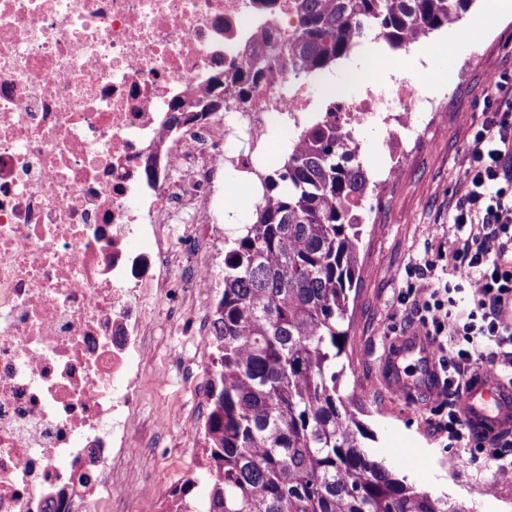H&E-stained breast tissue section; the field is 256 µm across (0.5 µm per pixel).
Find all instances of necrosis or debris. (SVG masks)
Here are the masks:
<instances>
[{"label":"necrosis or debris","mask_w":512,"mask_h":512,"mask_svg":"<svg viewBox=\"0 0 512 512\" xmlns=\"http://www.w3.org/2000/svg\"><path fill=\"white\" fill-rule=\"evenodd\" d=\"M298 29L292 0H0V512H131L146 338L211 331L225 174L297 143L314 104L275 60ZM254 63L244 100L164 129L214 68ZM322 117L386 129V193L450 115L403 77Z\"/></svg>","instance_id":"necrosis-or-debris-1"}]
</instances>
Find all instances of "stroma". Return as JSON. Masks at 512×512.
<instances>
[{
  "label": "stroma",
  "instance_id": "obj_1",
  "mask_svg": "<svg viewBox=\"0 0 512 512\" xmlns=\"http://www.w3.org/2000/svg\"><path fill=\"white\" fill-rule=\"evenodd\" d=\"M487 2L474 0L458 24L406 49L393 51L364 40L349 58L311 76L309 82L322 104L334 95L362 97L372 85L389 89L396 73L402 72L420 83L423 95L448 100L453 118L446 130L406 164L396 188L376 212L375 223L364 226L361 279L349 305L343 391L362 407L361 422L376 434L375 455L407 483L448 497L466 512H512V480H499L494 473L497 451L512 448V433L488 440L470 432L461 441L449 440L435 431L436 424L448 417L447 395L418 389L427 362L416 353L401 360L407 382L415 386L403 396L388 389L385 365L392 342L409 332V308L401 295L414 268L429 259L436 265V277H455L448 264V242L459 231L449 223L448 213L465 190L461 159L475 123L501 104L488 89L490 76L512 84V14L490 12ZM475 26L484 31L477 40L470 36ZM379 57L392 65L376 74L372 64ZM354 137L368 175L378 177L389 163L384 130L370 124L357 129ZM150 344L134 436L144 438L154 419L171 410L180 412L183 422L162 447L128 448L124 455L131 475L142 476L146 484L138 512H166L172 490L200 470L209 411L193 384L182 380L176 360H193L198 376L208 380L216 351L212 340L172 336L162 327Z\"/></svg>",
  "mask_w": 512,
  "mask_h": 512
}]
</instances>
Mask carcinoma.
<instances>
[{"label":"carcinoma","mask_w":512,"mask_h":512,"mask_svg":"<svg viewBox=\"0 0 512 512\" xmlns=\"http://www.w3.org/2000/svg\"><path fill=\"white\" fill-rule=\"evenodd\" d=\"M473 0H295L299 34L279 64L309 77L361 39L405 49ZM250 224L224 235L206 463L167 512H466L374 456L340 392L336 359L360 274L359 212L374 192L354 134L317 121L262 178Z\"/></svg>","instance_id":"1"}]
</instances>
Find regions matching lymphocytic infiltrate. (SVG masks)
<instances>
[{"label":"lymphocytic infiltrate","instance_id":"obj_1","mask_svg":"<svg viewBox=\"0 0 512 512\" xmlns=\"http://www.w3.org/2000/svg\"><path fill=\"white\" fill-rule=\"evenodd\" d=\"M489 86L505 95V82L493 79ZM505 106L485 113L461 161L467 190L448 215L449 223L466 230L448 248L459 282L435 278L427 262L406 290L412 299L408 324L429 339L446 386L471 365L495 358L492 342L512 337V97ZM462 299L471 306L464 318L457 312ZM457 332L484 337L486 348L449 354L441 339Z\"/></svg>","mask_w":512,"mask_h":512}]
</instances>
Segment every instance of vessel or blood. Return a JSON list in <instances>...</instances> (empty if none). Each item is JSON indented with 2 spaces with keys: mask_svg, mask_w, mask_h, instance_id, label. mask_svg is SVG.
I'll list each match as a JSON object with an SVG mask.
<instances>
[{
  "mask_svg": "<svg viewBox=\"0 0 512 512\" xmlns=\"http://www.w3.org/2000/svg\"><path fill=\"white\" fill-rule=\"evenodd\" d=\"M463 407L474 432L492 438L512 430V385L494 374L480 372L469 377Z\"/></svg>",
  "mask_w": 512,
  "mask_h": 512,
  "instance_id": "vessel-or-blood-1",
  "label": "vessel or blood"
}]
</instances>
